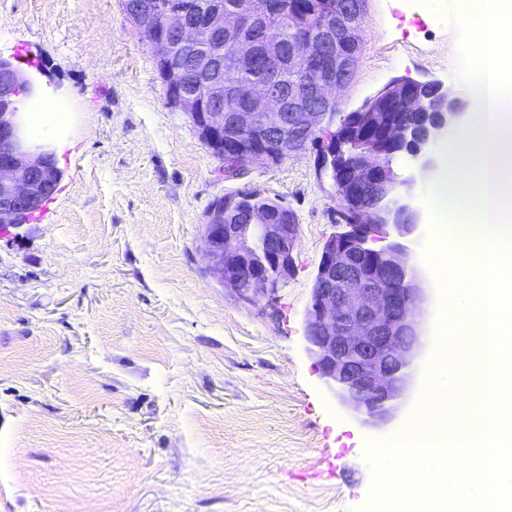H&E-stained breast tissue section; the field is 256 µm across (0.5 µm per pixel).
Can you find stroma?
I'll return each mask as SVG.
<instances>
[{"label": "stroma", "mask_w": 512, "mask_h": 512, "mask_svg": "<svg viewBox=\"0 0 512 512\" xmlns=\"http://www.w3.org/2000/svg\"><path fill=\"white\" fill-rule=\"evenodd\" d=\"M454 0H366L348 113L396 81L458 78ZM43 65L73 119L56 193L0 239V512H368L369 441L410 423L449 338L429 280L428 347L391 427H363L305 349L304 312L340 220L317 143L225 177L168 102L124 0H0V56ZM257 192L299 226L273 297L208 272L202 224Z\"/></svg>", "instance_id": "35a3bbf8"}]
</instances>
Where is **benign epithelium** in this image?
Wrapping results in <instances>:
<instances>
[{"mask_svg": "<svg viewBox=\"0 0 512 512\" xmlns=\"http://www.w3.org/2000/svg\"><path fill=\"white\" fill-rule=\"evenodd\" d=\"M153 14L132 12L131 23L156 52L159 79L170 104L195 127L200 141L224 162L228 173L275 163L302 150L323 124L339 120L330 134L324 167L338 173L334 185L349 203L343 223L326 241L304 314L306 348L328 387L362 422L386 427L408 399L417 361L427 346L428 288L407 245L420 226L414 199L400 191L436 167L441 144L456 128L465 102L439 82H399L383 112L368 113L382 137L367 159L353 161L341 142L356 136L348 115H337L336 89L350 81L365 0H346L322 17L325 37L313 51L288 57V64L318 71L319 79L294 92L274 81L233 86L239 102L224 110V81L196 79L188 54L228 40L238 63L256 56V30L273 19L264 0H243L228 13L217 5L196 19L188 0H157ZM37 84L0 58V234L23 225L57 190L61 171L48 146L30 136L19 98ZM269 111L277 129L256 132L252 118ZM225 199L206 213L202 241L210 274L241 300L275 293L294 268L297 224H274L265 208L250 210L248 223H224Z\"/></svg>", "mask_w": 512, "mask_h": 512, "instance_id": "1", "label": "benign epithelium"}]
</instances>
